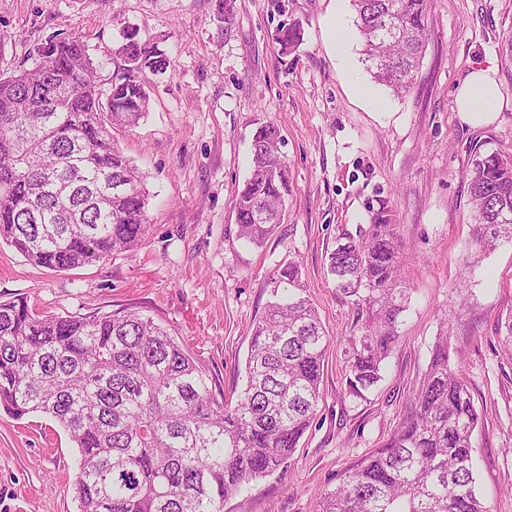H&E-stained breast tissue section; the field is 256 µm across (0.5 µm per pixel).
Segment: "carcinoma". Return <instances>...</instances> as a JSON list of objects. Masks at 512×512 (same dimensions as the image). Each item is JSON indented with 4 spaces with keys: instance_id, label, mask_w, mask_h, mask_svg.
<instances>
[{
    "instance_id": "cac0c4a2",
    "label": "carcinoma",
    "mask_w": 512,
    "mask_h": 512,
    "mask_svg": "<svg viewBox=\"0 0 512 512\" xmlns=\"http://www.w3.org/2000/svg\"><path fill=\"white\" fill-rule=\"evenodd\" d=\"M375 81L410 90L428 31L430 0H353ZM297 22L277 29L288 52ZM108 93L88 46L55 38L33 65L0 77V243L28 262L72 270L133 248L150 229L146 176L113 143L149 95L140 76L170 61L137 29L113 54ZM283 140L260 128L235 200L239 237L260 248L281 223L288 192ZM483 252L512 241V146L476 150L469 183ZM327 274L362 313L350 341L349 393L382 379L407 309L399 242L385 211L328 253ZM237 400L213 394L206 373L168 333L136 311L49 316L24 298L0 302V409L53 418L78 448V512H224V501L284 466L317 414L329 344L290 261L269 279ZM479 413L448 337H437L426 385L391 441L366 457L315 512H489L477 488L471 438Z\"/></svg>"
}]
</instances>
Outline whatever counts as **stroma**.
Wrapping results in <instances>:
<instances>
[{
  "label": "stroma",
  "mask_w": 512,
  "mask_h": 512,
  "mask_svg": "<svg viewBox=\"0 0 512 512\" xmlns=\"http://www.w3.org/2000/svg\"><path fill=\"white\" fill-rule=\"evenodd\" d=\"M215 0H0V75L31 67L37 47L76 36L112 83L123 29L157 41L165 75L143 73L149 106L113 139L146 173L151 228L129 251L77 269L29 263L0 244V302L28 299L45 315L137 311L167 330L236 399L245 383L252 327L270 298L277 265L298 261L305 297L330 344L317 415L288 462L224 503V512H313L348 472L384 447L409 416L447 336L480 423L472 437L478 486L490 512H512V244L479 253L469 194L474 148L512 144V60L499 52L512 0H431L426 47L411 90L362 93L375 81L363 62L351 0H236L231 22ZM351 45L326 49L331 14ZM300 22L303 41L282 53L280 24ZM493 67L503 108L486 125L464 122L458 87ZM285 144L289 183L283 223L262 248L244 247L233 210L263 125ZM396 224L410 306L382 381L350 395L349 343L362 320L336 292L327 254L339 233L378 211ZM80 454L53 419L0 411V512H78Z\"/></svg>",
  "instance_id": "1"
}]
</instances>
